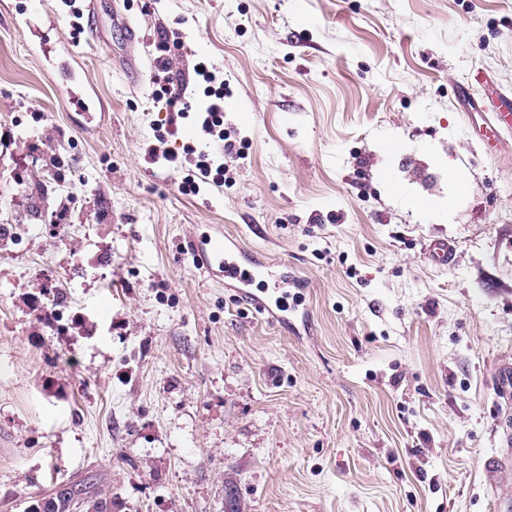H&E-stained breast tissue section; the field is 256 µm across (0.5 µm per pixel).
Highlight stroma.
<instances>
[{
    "label": "stroma",
    "mask_w": 512,
    "mask_h": 512,
    "mask_svg": "<svg viewBox=\"0 0 512 512\" xmlns=\"http://www.w3.org/2000/svg\"><path fill=\"white\" fill-rule=\"evenodd\" d=\"M64 10L0 0V512L83 480L112 512H496L512 130L488 151L458 89H512V0H99L88 115ZM162 27L223 70L244 153L196 195L144 156ZM211 236L300 279L287 324L202 267Z\"/></svg>",
    "instance_id": "stroma-1"
}]
</instances>
